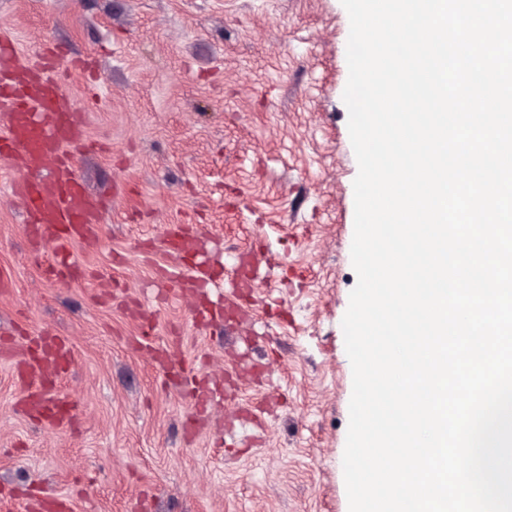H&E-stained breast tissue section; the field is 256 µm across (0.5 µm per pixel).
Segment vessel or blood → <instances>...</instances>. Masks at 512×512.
Segmentation results:
<instances>
[{"instance_id":"b4317fda","label":"vessel or blood","mask_w":512,"mask_h":512,"mask_svg":"<svg viewBox=\"0 0 512 512\" xmlns=\"http://www.w3.org/2000/svg\"><path fill=\"white\" fill-rule=\"evenodd\" d=\"M53 59L48 51L38 62L21 63L13 40L0 37V122L6 125L0 154L14 155L36 173L35 178L14 182L12 189L28 202L32 237L54 244L53 268L59 272L73 266L67 243L92 238L98 208L70 170L67 150L78 144L81 125L58 90ZM68 355L65 344L56 341L51 351L25 362L24 375L33 385L26 394L28 404H40L35 383L57 371Z\"/></svg>"}]
</instances>
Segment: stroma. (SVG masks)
<instances>
[{
	"label": "stroma",
	"instance_id": "stroma-1",
	"mask_svg": "<svg viewBox=\"0 0 512 512\" xmlns=\"http://www.w3.org/2000/svg\"><path fill=\"white\" fill-rule=\"evenodd\" d=\"M349 31L341 0H0L21 61L60 49L74 172L99 206L95 238L68 245L77 273L51 278L10 190L34 173L0 159V512H349ZM178 228L204 234L216 280L252 257L243 320L218 300L198 323L160 283L184 264ZM43 336L71 351L41 385L73 406L62 425L26 409L14 371ZM197 372L234 387L201 418Z\"/></svg>",
	"mask_w": 512,
	"mask_h": 512
}]
</instances>
